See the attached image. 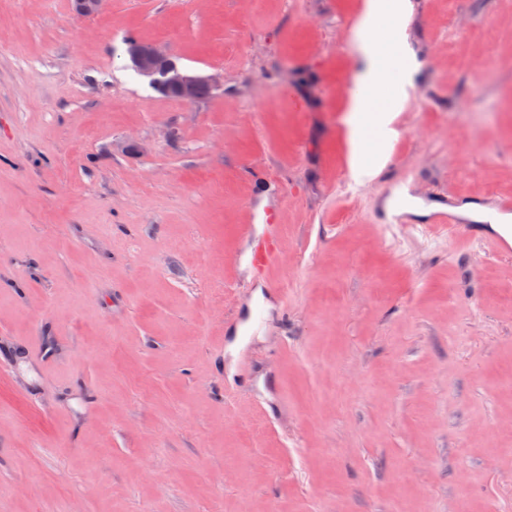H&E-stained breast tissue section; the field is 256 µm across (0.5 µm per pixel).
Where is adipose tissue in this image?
Segmentation results:
<instances>
[{
	"label": "adipose tissue",
	"mask_w": 512,
	"mask_h": 512,
	"mask_svg": "<svg viewBox=\"0 0 512 512\" xmlns=\"http://www.w3.org/2000/svg\"><path fill=\"white\" fill-rule=\"evenodd\" d=\"M409 0H368L356 38L360 65L353 75L355 92L349 110L354 174L376 176L381 160H369L362 138L364 126H375L385 136H394L391 123L402 106L405 94L392 86L394 70H410L411 65L399 52Z\"/></svg>",
	"instance_id": "obj_1"
}]
</instances>
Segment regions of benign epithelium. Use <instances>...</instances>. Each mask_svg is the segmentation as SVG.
I'll return each mask as SVG.
<instances>
[{
	"mask_svg": "<svg viewBox=\"0 0 512 512\" xmlns=\"http://www.w3.org/2000/svg\"><path fill=\"white\" fill-rule=\"evenodd\" d=\"M106 0H73L76 15L87 17L101 10ZM127 54L134 70L148 80L149 85L165 95H173L185 103H195V87L202 84L214 95L221 90L220 77L192 74L176 61L164 46L136 39L128 41Z\"/></svg>",
	"mask_w": 512,
	"mask_h": 512,
	"instance_id": "1",
	"label": "benign epithelium"
}]
</instances>
